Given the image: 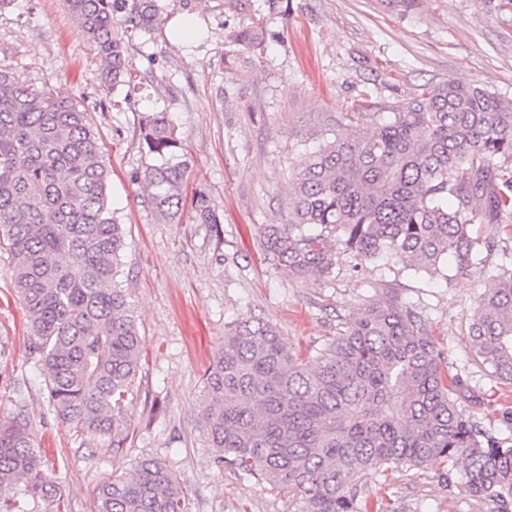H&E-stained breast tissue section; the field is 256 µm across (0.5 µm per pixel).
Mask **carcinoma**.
<instances>
[{
	"label": "carcinoma",
	"mask_w": 512,
	"mask_h": 512,
	"mask_svg": "<svg viewBox=\"0 0 512 512\" xmlns=\"http://www.w3.org/2000/svg\"><path fill=\"white\" fill-rule=\"evenodd\" d=\"M99 55L101 82L131 76L127 46L163 25L159 0H64ZM373 126L359 132V123ZM156 163L143 181L164 222L186 202L188 163L164 112L141 119ZM108 170L85 112L47 86L0 70V243L24 305L49 402L65 424L112 446L141 361L137 318L117 277L126 248L107 193ZM197 223L217 224L199 194ZM512 218V101L478 84L428 86L394 111L345 112L333 138L300 154L288 223L261 226L270 260L298 277L328 278L339 253L362 264L479 273L486 286L470 318L472 356L512 385V251L486 264L494 244L477 221ZM465 384L421 318L373 304L316 351L298 358L279 329L242 320L206 371L200 422L216 466L258 476L296 512H358L371 469L448 467V485L512 512V445L459 408ZM30 417L0 421V512H70L43 472ZM92 512H188L181 481L160 460L99 484Z\"/></svg>",
	"instance_id": "1"
}]
</instances>
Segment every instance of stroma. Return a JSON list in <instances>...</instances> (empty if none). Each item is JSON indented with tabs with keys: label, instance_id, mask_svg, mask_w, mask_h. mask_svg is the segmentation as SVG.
Segmentation results:
<instances>
[{
	"label": "stroma",
	"instance_id": "obj_1",
	"mask_svg": "<svg viewBox=\"0 0 512 512\" xmlns=\"http://www.w3.org/2000/svg\"><path fill=\"white\" fill-rule=\"evenodd\" d=\"M169 18L191 15L203 34L171 41L161 30L128 48L132 82L114 90L72 23L64 0H11L0 9V69L52 88L86 112L110 172L108 195L123 225L121 286L142 338L141 364L123 419L121 447L62 423L29 348L30 329L0 249V419L26 408L44 470L71 512H90L96 486L158 458L188 489L189 512H295L287 495L231 467H217L199 419L205 370L224 330L252 319L276 325L298 357L380 303L423 315L448 371L472 393L465 411L512 440V385L472 359L468 324L485 283L396 272L341 256L331 278L301 279L274 265L263 224L288 221L301 147L316 148L341 112H388L423 86L477 83L512 100V0H161ZM260 41L243 43L242 28ZM164 112L187 153L189 192L206 195L218 224L191 207L161 221L143 182L152 164L143 113ZM24 404H17V390ZM361 512H493L439 466L373 470Z\"/></svg>",
	"mask_w": 512,
	"mask_h": 512
}]
</instances>
